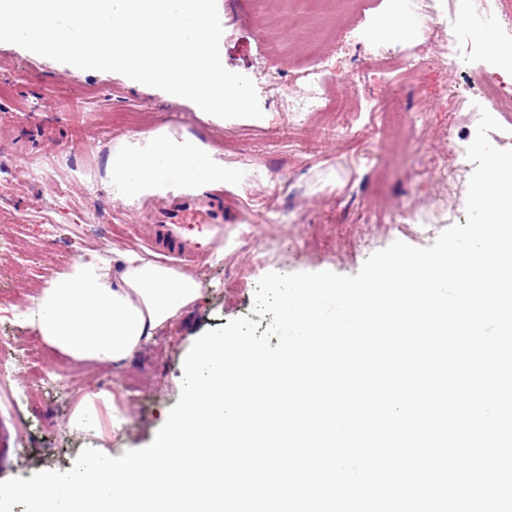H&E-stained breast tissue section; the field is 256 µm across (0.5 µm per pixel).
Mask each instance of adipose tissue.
Segmentation results:
<instances>
[{
	"label": "adipose tissue",
	"instance_id": "obj_1",
	"mask_svg": "<svg viewBox=\"0 0 512 512\" xmlns=\"http://www.w3.org/2000/svg\"><path fill=\"white\" fill-rule=\"evenodd\" d=\"M223 179L222 163L199 140L161 128L118 140L107 157L104 185L114 197L135 200L178 183ZM200 295L192 275L136 252L111 258L91 252L47 281L23 318L69 362L120 371Z\"/></svg>",
	"mask_w": 512,
	"mask_h": 512
}]
</instances>
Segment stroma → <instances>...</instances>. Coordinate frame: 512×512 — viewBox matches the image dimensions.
<instances>
[{"mask_svg":"<svg viewBox=\"0 0 512 512\" xmlns=\"http://www.w3.org/2000/svg\"><path fill=\"white\" fill-rule=\"evenodd\" d=\"M225 68L250 77L263 115L216 124L204 120L193 102L115 72L76 74L60 63L10 43H0V341L19 351L8 359L7 389H0V479L31 478L39 471L71 470L80 451L93 447L118 457L148 446L181 392L184 359L206 331L250 315L257 284L268 272L333 271L353 275L372 253L395 241L432 245L437 235L407 223L411 206L438 210L440 228L466 221L469 178L475 168L456 158L453 186L429 168L448 152L449 139L471 143L473 127L445 102L461 97L477 104L486 90L465 67L424 66L407 80L403 56L423 41L422 30L383 38L384 51L339 43L341 31L374 35L390 16L429 17L435 32L456 30L469 55L488 64L499 42L480 28L486 15L475 4L474 23L457 25L452 0H217ZM326 55L335 56L343 82L329 86V101L343 111L297 121L289 101L308 91L306 72ZM374 98L393 113L391 126L369 117ZM406 112L424 114L426 126L408 139L398 122ZM166 128L213 149L224 163V221L260 224L257 197L273 198L281 218L274 234L278 250L267 264L254 265L237 236L214 243L206 227L189 222L186 234L198 248L189 272L200 299L158 330L155 341L125 370L100 364L72 366L43 345L20 318L37 289L67 262L90 251L146 253L138 237L172 203L170 193L132 203L112 198L103 186L105 161L117 139ZM49 169L62 190L51 201L46 186L26 179L28 164ZM391 206L375 232L365 225L377 198ZM95 227H87L88 217ZM59 232L47 237L43 227ZM52 380L36 397L27 383L35 374ZM135 391H128V383ZM107 390L116 407L102 414L98 430L71 429L80 399Z\"/></svg>","mask_w":512,"mask_h":512,"instance_id":"35a3bbf8","label":"stroma"}]
</instances>
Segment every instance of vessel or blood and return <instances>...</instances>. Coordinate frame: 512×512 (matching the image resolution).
I'll return each instance as SVG.
<instances>
[{"instance_id":"vessel-or-blood-1","label":"vessel or blood","mask_w":512,"mask_h":512,"mask_svg":"<svg viewBox=\"0 0 512 512\" xmlns=\"http://www.w3.org/2000/svg\"><path fill=\"white\" fill-rule=\"evenodd\" d=\"M191 210H203L210 215L208 228L216 240L226 239L229 227L224 222V195L204 185H197L193 195L183 197L177 210L163 216L160 224L155 225V234L150 246L158 254H173L180 262H191L196 258L194 242L185 236L181 216Z\"/></svg>"}]
</instances>
